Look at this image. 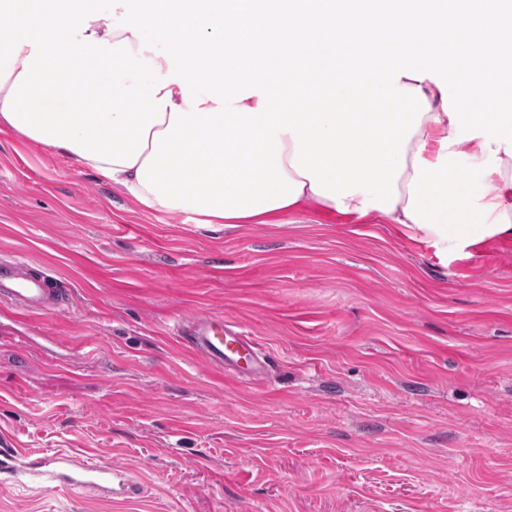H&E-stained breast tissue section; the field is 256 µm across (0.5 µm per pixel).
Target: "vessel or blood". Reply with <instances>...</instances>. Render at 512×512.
I'll return each instance as SVG.
<instances>
[{
    "mask_svg": "<svg viewBox=\"0 0 512 512\" xmlns=\"http://www.w3.org/2000/svg\"><path fill=\"white\" fill-rule=\"evenodd\" d=\"M18 304L27 313L45 314L61 310L67 303L65 293L50 287L46 278L23 261H0V299ZM182 340L203 355L206 362L220 368L248 369L259 376L263 362L252 336L226 325L223 317L208 315L189 320ZM36 483H90L100 488L111 485L118 472L107 463H90L67 456H50L31 469Z\"/></svg>",
    "mask_w": 512,
    "mask_h": 512,
    "instance_id": "b4317fda",
    "label": "vessel or blood"
}]
</instances>
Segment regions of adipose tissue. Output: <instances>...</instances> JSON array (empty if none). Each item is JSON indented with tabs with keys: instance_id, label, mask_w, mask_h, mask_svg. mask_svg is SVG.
Instances as JSON below:
<instances>
[{
	"instance_id": "1",
	"label": "adipose tissue",
	"mask_w": 512,
	"mask_h": 512,
	"mask_svg": "<svg viewBox=\"0 0 512 512\" xmlns=\"http://www.w3.org/2000/svg\"><path fill=\"white\" fill-rule=\"evenodd\" d=\"M0 0V129L142 206L512 234V0Z\"/></svg>"
}]
</instances>
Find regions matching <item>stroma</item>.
<instances>
[{
	"label": "stroma",
	"mask_w": 512,
	"mask_h": 512,
	"mask_svg": "<svg viewBox=\"0 0 512 512\" xmlns=\"http://www.w3.org/2000/svg\"><path fill=\"white\" fill-rule=\"evenodd\" d=\"M70 291L0 300V440L112 464L132 494L0 485V512H512V236L441 255L317 206L209 227L0 131V260ZM214 314L259 378L185 349Z\"/></svg>",
	"instance_id": "1"
}]
</instances>
